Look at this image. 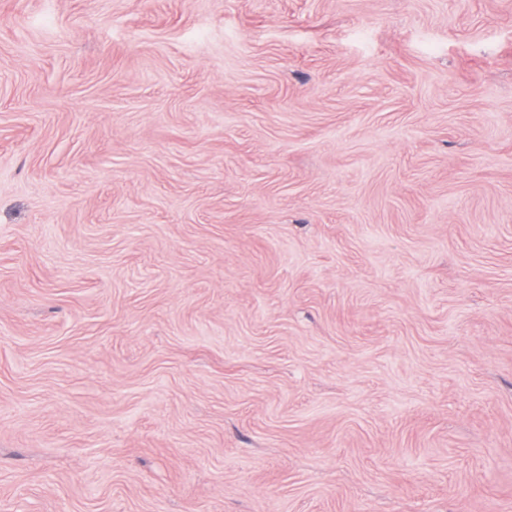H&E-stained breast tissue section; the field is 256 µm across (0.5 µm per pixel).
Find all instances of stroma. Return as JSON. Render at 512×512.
<instances>
[{
	"instance_id": "35a3bbf8",
	"label": "stroma",
	"mask_w": 512,
	"mask_h": 512,
	"mask_svg": "<svg viewBox=\"0 0 512 512\" xmlns=\"http://www.w3.org/2000/svg\"><path fill=\"white\" fill-rule=\"evenodd\" d=\"M0 512H512V0H0Z\"/></svg>"
}]
</instances>
